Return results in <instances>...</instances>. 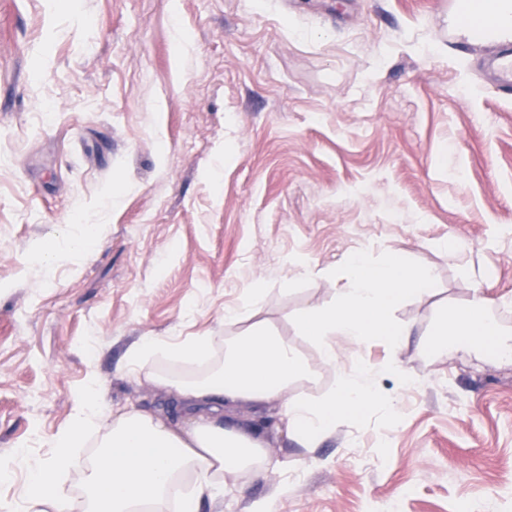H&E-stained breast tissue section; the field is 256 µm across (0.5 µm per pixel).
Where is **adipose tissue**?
<instances>
[{"instance_id": "adipose-tissue-1", "label": "adipose tissue", "mask_w": 512, "mask_h": 512, "mask_svg": "<svg viewBox=\"0 0 512 512\" xmlns=\"http://www.w3.org/2000/svg\"><path fill=\"white\" fill-rule=\"evenodd\" d=\"M461 4L462 15L472 19L464 27L465 35H475L481 25L502 38L512 37V0ZM345 264L347 284L338 298L329 306L308 308L299 317L303 332L316 339L327 362L335 361L340 336L354 343L384 337L401 344L410 329L395 321V311L434 287L429 268L412 265L396 253L379 263L350 254ZM265 294L264 288H252L244 305L225 313V323L240 331L225 337L222 356H215L210 336L174 345L151 340L135 351L138 360L156 355L213 360V367L194 379L154 375L159 389L178 394V416L125 409L113 413L107 427L94 392L86 391L69 427L54 437L53 456L35 469L27 512H170L169 499L176 488L183 493V512H200L204 502L223 497L229 482L270 468H288L287 462L269 457L264 427L255 424L245 431L226 425L225 413L242 405L255 407L284 423L286 435L310 443L329 434L337 419L371 406L375 394L360 370L345 373L320 399L293 394L294 385L316 381L317 372L287 337L258 320ZM487 309L481 292H473L467 304L438 320L430 347L444 350L458 344L480 352L492 340L512 361V333L503 330ZM91 430L100 434L101 452L93 466L74 467L70 451ZM69 479L85 491L76 510L62 493Z\"/></svg>"}]
</instances>
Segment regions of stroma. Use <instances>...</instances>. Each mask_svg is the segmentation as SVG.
I'll return each mask as SVG.
<instances>
[{"label":"stroma","mask_w":512,"mask_h":512,"mask_svg":"<svg viewBox=\"0 0 512 512\" xmlns=\"http://www.w3.org/2000/svg\"><path fill=\"white\" fill-rule=\"evenodd\" d=\"M457 8L0 0V512H24L88 384L105 411L168 412L149 372L204 364L133 351L234 335L224 312L257 283L262 320L318 373L297 394L361 367L401 415L370 406L312 448L268 431L270 457L300 467L201 512L267 496L275 512H512V363L419 342L470 299L469 267L512 329V99L488 72L497 40L465 36ZM80 236L91 254L75 263ZM50 242L58 258L30 262ZM351 252L401 253L434 290L396 311L416 331L401 347L340 337L328 364L297 317L337 298ZM395 359L412 386L385 372Z\"/></svg>","instance_id":"1"}]
</instances>
